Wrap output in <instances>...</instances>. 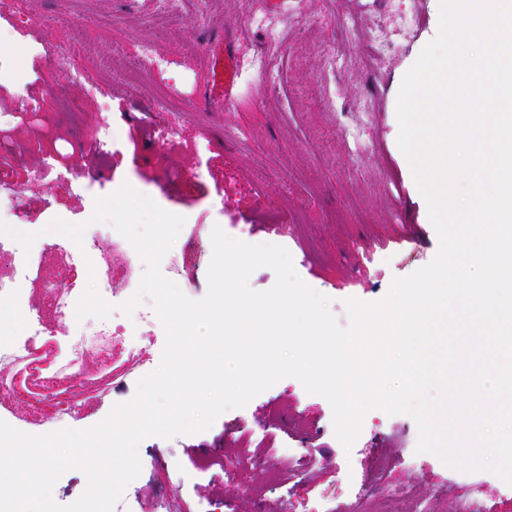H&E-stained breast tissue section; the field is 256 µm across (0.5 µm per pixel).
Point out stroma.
Wrapping results in <instances>:
<instances>
[{
	"mask_svg": "<svg viewBox=\"0 0 512 512\" xmlns=\"http://www.w3.org/2000/svg\"><path fill=\"white\" fill-rule=\"evenodd\" d=\"M185 23L159 53L176 63L167 76L126 79L108 63L114 47L139 53L166 26L155 0H0V155L16 194L0 203V221L37 233L32 271L69 267L62 289L82 296L86 261L74 242L47 232L54 218L78 224L94 200L129 183L184 219L161 263L190 299L207 292L211 233L221 227L250 243L285 247L300 278L331 298L339 326L345 300L380 301L393 278L430 263L439 241L409 162L397 139V94L422 48L439 31V0H182ZM77 22L86 39L60 65L56 46ZM236 61L239 76L226 95L210 94L208 45ZM280 69L264 72L268 49ZM75 106L59 109L55 87ZM172 136L159 149L152 131ZM114 140L95 167L86 144L99 129ZM121 272L113 301L136 291L146 268L114 249ZM133 355L75 377L62 395L80 405L59 418L34 398L11 402L7 424L38 416L33 435L98 424L132 399L140 378L161 362L160 320L142 324ZM418 427L406 414L367 412L351 449L332 426L319 395L285 378L242 408L223 412L203 432L151 436L138 446L141 472L116 512H303L307 504L345 499L352 481L384 469L383 494L410 485L422 500L454 512L480 496L484 512H512V486L487 471L462 472L416 450ZM266 456L270 467L293 459L289 488L269 486L246 462ZM408 455L412 467L399 465ZM232 471L222 481L221 469Z\"/></svg>",
	"mask_w": 512,
	"mask_h": 512,
	"instance_id": "stroma-1",
	"label": "stroma"
}]
</instances>
